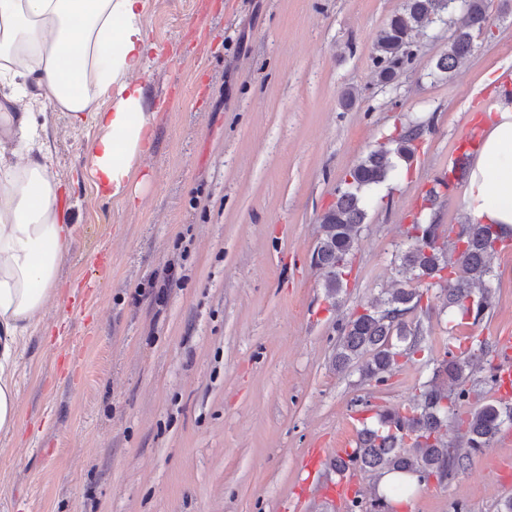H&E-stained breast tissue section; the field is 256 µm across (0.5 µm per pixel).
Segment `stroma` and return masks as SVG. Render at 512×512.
<instances>
[{"label":"stroma","mask_w":512,"mask_h":512,"mask_svg":"<svg viewBox=\"0 0 512 512\" xmlns=\"http://www.w3.org/2000/svg\"><path fill=\"white\" fill-rule=\"evenodd\" d=\"M403 3L150 0L156 51L133 79L153 138L131 201L96 193L95 128L39 115L74 231L18 360L0 512H343L317 492L336 472L304 469L310 450L354 445L362 401L399 405L430 370L410 361L377 390L336 370L337 326L393 287L391 259L425 191L512 79V0H491L453 72L435 69L453 32L437 23L380 83L372 48ZM415 121L427 124L418 150L374 194L330 305L309 260L319 217L350 169ZM494 270L492 309L457 336L512 338V247ZM508 497L512 430L399 512H498Z\"/></svg>","instance_id":"stroma-1"}]
</instances>
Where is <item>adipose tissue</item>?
<instances>
[{
	"mask_svg": "<svg viewBox=\"0 0 512 512\" xmlns=\"http://www.w3.org/2000/svg\"><path fill=\"white\" fill-rule=\"evenodd\" d=\"M149 0H0V78L21 116L12 161L0 159V433L18 419L20 347L55 292L71 238L49 166L46 130L33 110L48 102L70 124H92L89 156L97 191L126 199L151 139L144 89L132 82L155 46L142 19ZM35 78L45 92L28 89ZM472 222L512 226V109L497 110L475 152L468 189Z\"/></svg>",
	"mask_w": 512,
	"mask_h": 512,
	"instance_id": "adipose-tissue-1",
	"label": "adipose tissue"
}]
</instances>
